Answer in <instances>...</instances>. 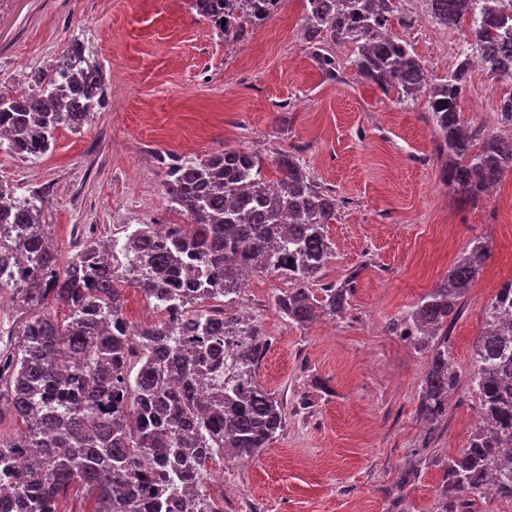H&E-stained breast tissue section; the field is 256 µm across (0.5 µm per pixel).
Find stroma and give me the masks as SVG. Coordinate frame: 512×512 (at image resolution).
<instances>
[{"label": "stroma", "mask_w": 512, "mask_h": 512, "mask_svg": "<svg viewBox=\"0 0 512 512\" xmlns=\"http://www.w3.org/2000/svg\"><path fill=\"white\" fill-rule=\"evenodd\" d=\"M394 26L430 83L454 64L442 47L453 29L424 19V0H401ZM302 0L235 41L217 36L188 0H0V92L15 93L73 40L102 70L106 105L80 130L59 127L44 156L0 149V183L16 196L44 192L43 223L60 259L84 230L124 239L140 224L176 223L162 203L160 153L193 161L245 148L277 178L278 153L301 147V163L339 201L328 227L334 256L324 281L357 273L346 312L289 326L273 297L277 275L252 277L226 315H248L272 344L258 380L284 398L287 424L253 460L224 465L208 483L226 512H434L447 459L466 445L479 399L468 384L479 312L512 279V173L486 200L462 202L441 180L426 97L400 105L364 81L354 46L328 42L336 80H325L304 38ZM502 88L468 81L461 118L512 137L488 104ZM491 244L481 276L462 299L448 336L459 387L430 447L415 413L430 355L386 326L447 274L469 241ZM311 405L301 409V398Z\"/></svg>", "instance_id": "stroma-1"}]
</instances>
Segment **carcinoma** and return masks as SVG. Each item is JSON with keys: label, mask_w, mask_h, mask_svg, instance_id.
I'll return each instance as SVG.
<instances>
[{"label": "carcinoma", "mask_w": 512, "mask_h": 512, "mask_svg": "<svg viewBox=\"0 0 512 512\" xmlns=\"http://www.w3.org/2000/svg\"><path fill=\"white\" fill-rule=\"evenodd\" d=\"M304 37L321 75L336 79V59L325 38L354 44L352 65L396 101L412 100L427 75L411 45L393 34L395 0H304ZM438 24L467 26L463 59L448 79L428 91L435 150L448 154L443 182L476 205L512 172V139L461 119V97L471 59L492 76L512 78V0H427ZM220 36L240 39L267 19L257 11L236 17L224 0L192 6ZM53 69L70 72L66 85L0 94V137L23 159L44 156L58 127L79 129L106 102L101 71L75 41ZM166 208L187 219L157 239L141 224L121 247L92 236L65 264L50 246L38 193L19 198L0 184V288L12 289L21 321L0 350V413L19 423L0 436V512H57L60 495L78 485L90 512H163L176 499L180 512H224L206 490L210 465L254 457L283 431L284 399L264 387L256 369L271 341L249 320L207 305L233 299L249 274H277L293 287L274 296L291 326L342 315L359 272L320 282L334 256L327 228L336 196L294 153L264 163L244 148L219 151L199 162L161 156ZM491 248L470 240L440 282L389 325V331L431 353L418 392V413L433 425L448 414L458 374L448 360V326L459 301L477 280ZM112 262L99 270L95 255ZM134 285L170 316L135 326L125 314L118 283ZM319 287H314V284ZM67 316L57 320L52 309ZM469 383L480 419L465 448L446 461L435 512H478L487 485L512 501V279L482 307ZM239 339L235 350L224 338ZM23 456L27 467L16 470Z\"/></svg>", "instance_id": "1"}]
</instances>
